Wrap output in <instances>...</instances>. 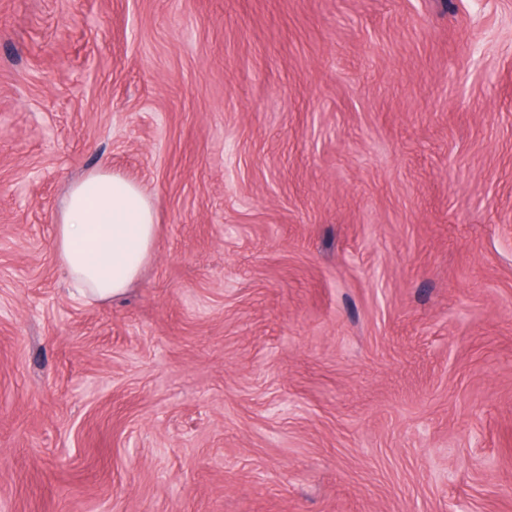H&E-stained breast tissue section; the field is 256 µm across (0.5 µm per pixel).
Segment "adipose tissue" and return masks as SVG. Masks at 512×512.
<instances>
[{
	"mask_svg": "<svg viewBox=\"0 0 512 512\" xmlns=\"http://www.w3.org/2000/svg\"><path fill=\"white\" fill-rule=\"evenodd\" d=\"M157 212L135 182L106 167L72 180L56 217L54 252L68 284L87 302H112L157 249Z\"/></svg>",
	"mask_w": 512,
	"mask_h": 512,
	"instance_id": "ef3b65f1",
	"label": "adipose tissue"
}]
</instances>
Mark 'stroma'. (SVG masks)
<instances>
[{
	"instance_id": "1",
	"label": "stroma",
	"mask_w": 512,
	"mask_h": 512,
	"mask_svg": "<svg viewBox=\"0 0 512 512\" xmlns=\"http://www.w3.org/2000/svg\"><path fill=\"white\" fill-rule=\"evenodd\" d=\"M0 512H512V0H0ZM152 197L99 167L72 180L56 217L54 252L69 287L88 303L122 297L157 249Z\"/></svg>"
}]
</instances>
